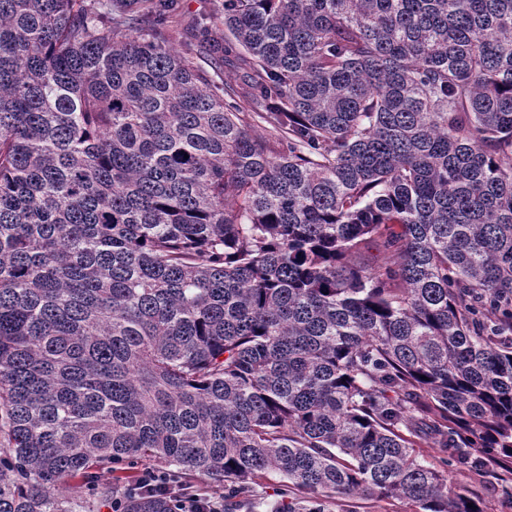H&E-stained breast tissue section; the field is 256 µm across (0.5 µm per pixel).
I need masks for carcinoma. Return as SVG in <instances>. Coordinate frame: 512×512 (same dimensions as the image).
<instances>
[{"label": "carcinoma", "instance_id": "cac0c4a2", "mask_svg": "<svg viewBox=\"0 0 512 512\" xmlns=\"http://www.w3.org/2000/svg\"><path fill=\"white\" fill-rule=\"evenodd\" d=\"M221 21L241 91L162 0H0V512H484L414 438L512 466V0ZM285 483L281 481V479L277 476L272 475H262L257 477L251 483V494L250 497L254 502L255 508L246 509V508H237L234 509L233 512H247L252 510L253 512H272L274 511V506L284 502H288V498L290 497H301L302 493L298 491H294V493L288 492L287 487L284 486ZM178 504L179 506H176L178 512H222L221 508H225L224 512L231 511L229 510L230 507L225 506V503L222 506L221 503L215 500L201 498L196 494L179 500ZM324 512H422L407 501L390 499H365L362 497H333L325 502Z\"/></svg>", "mask_w": 512, "mask_h": 512}]
</instances>
